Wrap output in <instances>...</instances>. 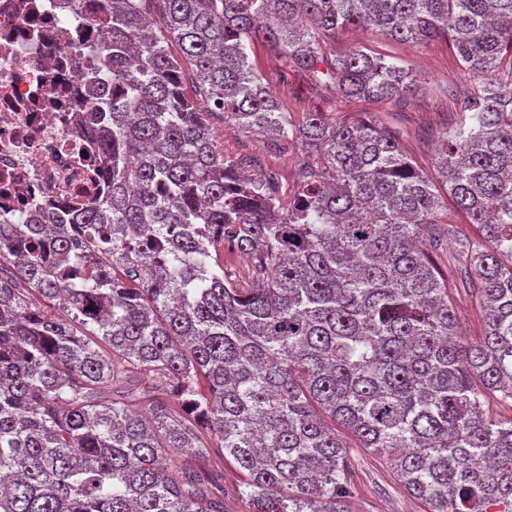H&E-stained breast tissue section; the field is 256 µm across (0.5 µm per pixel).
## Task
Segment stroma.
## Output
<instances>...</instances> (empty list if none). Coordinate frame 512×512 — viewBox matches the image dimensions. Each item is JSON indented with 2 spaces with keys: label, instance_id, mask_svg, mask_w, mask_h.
Returning a JSON list of instances; mask_svg holds the SVG:
<instances>
[{
  "label": "stroma",
  "instance_id": "35a3bbf8",
  "mask_svg": "<svg viewBox=\"0 0 512 512\" xmlns=\"http://www.w3.org/2000/svg\"><path fill=\"white\" fill-rule=\"evenodd\" d=\"M328 52L343 54L358 49L369 54L394 58L398 65L411 72L414 85L400 104L371 105L344 98L337 88L316 83L310 74H283L273 50L263 42H255L249 61L267 86L277 94L284 111L294 122H301L304 113L324 112L336 121L369 120L396 127L400 142L414 163L428 174H435L438 149L448 134L467 121L461 105L473 92L476 80L450 52L445 41L423 44L400 43L385 37L374 28L338 30L326 45ZM218 144L225 156L247 157L251 171L272 170L279 179L280 201L291 200L301 177L300 165L306 155L301 143L294 142L286 149L275 150L265 138L224 122L212 119ZM448 296L454 306L463 337L470 342L482 337L483 323L477 292L471 288L452 286ZM223 451L211 449L208 459L175 456L174 470L202 466L204 461L223 462L226 512H240L241 502L236 490L243 476L234 462L223 461ZM353 486L349 499L351 512H428L425 502L410 497L400 486L388 463L368 448L350 451Z\"/></svg>",
  "mask_w": 512,
  "mask_h": 512
}]
</instances>
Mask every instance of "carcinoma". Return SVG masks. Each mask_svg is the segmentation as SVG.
<instances>
[{
  "label": "carcinoma",
  "instance_id": "1",
  "mask_svg": "<svg viewBox=\"0 0 512 512\" xmlns=\"http://www.w3.org/2000/svg\"><path fill=\"white\" fill-rule=\"evenodd\" d=\"M97 32L86 121L108 172L95 210L0 229V512H350L341 427L430 512H512V0H62ZM348 26L448 47L477 80L434 181L389 129L283 111L248 61L264 40L353 100L392 103L408 70L329 57ZM181 53L169 51V43ZM194 94L188 95L186 81ZM309 150L283 210L211 117ZM324 170L321 180L315 168ZM450 225L484 335L458 337L432 227ZM249 257L237 274L224 253ZM63 307V322L47 314ZM165 399L137 413L136 375ZM127 386L102 403L97 390ZM243 481V475L237 469L234 462L224 461V487L226 489V498L224 507L229 511L243 510L242 503L237 499L236 490Z\"/></svg>",
  "mask_w": 512,
  "mask_h": 512
}]
</instances>
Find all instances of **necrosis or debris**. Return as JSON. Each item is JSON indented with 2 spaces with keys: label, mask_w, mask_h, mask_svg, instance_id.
<instances>
[{
  "label": "necrosis or debris",
  "mask_w": 512,
  "mask_h": 512,
  "mask_svg": "<svg viewBox=\"0 0 512 512\" xmlns=\"http://www.w3.org/2000/svg\"><path fill=\"white\" fill-rule=\"evenodd\" d=\"M59 0H0V224L95 208L104 191L88 167L89 77L71 64L85 40Z\"/></svg>",
  "instance_id": "obj_1"
}]
</instances>
